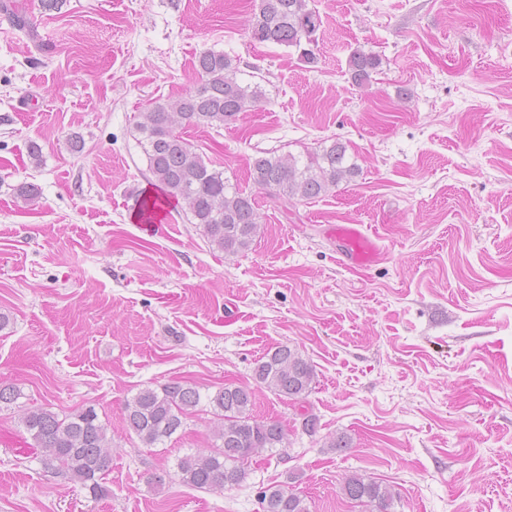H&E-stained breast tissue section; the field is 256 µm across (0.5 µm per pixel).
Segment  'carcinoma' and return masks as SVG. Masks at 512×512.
Returning a JSON list of instances; mask_svg holds the SVG:
<instances>
[{
  "label": "carcinoma",
  "mask_w": 512,
  "mask_h": 512,
  "mask_svg": "<svg viewBox=\"0 0 512 512\" xmlns=\"http://www.w3.org/2000/svg\"><path fill=\"white\" fill-rule=\"evenodd\" d=\"M309 3L258 0L247 20L251 38L295 47L305 62L315 63V53L303 44L314 42L321 18ZM380 65L377 55L361 49L348 60L357 85L370 81ZM197 72L200 85L194 92L156 102L143 115L137 126L138 143L164 197L175 200L190 223L204 226L211 247L234 257L249 250L259 232L255 200L214 162L205 161L178 127L221 129L257 106L265 93L257 85L241 84L235 60L222 52L202 53ZM357 173L355 165L346 164V146L336 140L304 159L264 152L249 164L254 184L287 201L319 198ZM253 379L257 386L301 406L311 391L314 368L298 349L279 345L255 362ZM200 406L213 415V440L210 450L200 449L178 459L180 479L190 487L237 485L245 479L246 465L253 456L284 447L282 425L253 416L254 392L247 386L226 384L213 394L201 392L190 381L145 387L126 401L124 421L143 445L153 447L183 430ZM20 425L32 440L30 447L38 450L44 469L81 484L94 500L108 495L103 479L112 460V438L95 407L64 416L38 407L25 411ZM341 493L353 501L375 503L379 512H388L394 499L389 487L357 472L345 479ZM261 505L262 512H312L306 497L289 482L266 487Z\"/></svg>",
  "instance_id": "1"
}]
</instances>
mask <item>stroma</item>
Here are the masks:
<instances>
[{
    "mask_svg": "<svg viewBox=\"0 0 512 512\" xmlns=\"http://www.w3.org/2000/svg\"><path fill=\"white\" fill-rule=\"evenodd\" d=\"M9 2L0 382L22 396L0 406V512H261L264 488L291 475L312 512H376L341 494L355 472L398 492L391 512H512V0H314L313 64L251 38L253 0ZM357 48L381 59L364 86L348 70ZM209 50L267 97L224 128L184 130L256 199L261 232L230 259L176 203L157 232L134 207L160 194L136 125L196 90ZM335 140L359 173L321 198L285 202L248 176L259 153ZM334 224L363 225L381 260L344 267ZM277 345L311 362L312 390L300 408L256 388L255 415L289 441L238 485L177 474L178 457L210 445V413L154 448L127 429L139 389L253 386ZM89 405L112 436L97 501L44 472L18 424L26 408ZM339 434L350 448L326 450Z\"/></svg>",
    "mask_w": 512,
    "mask_h": 512,
    "instance_id": "obj_1",
    "label": "stroma"
}]
</instances>
